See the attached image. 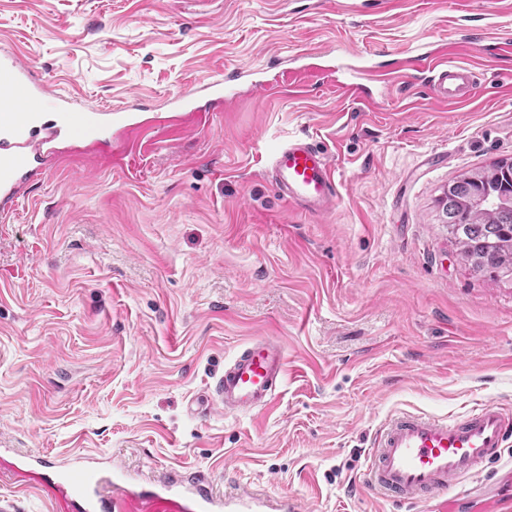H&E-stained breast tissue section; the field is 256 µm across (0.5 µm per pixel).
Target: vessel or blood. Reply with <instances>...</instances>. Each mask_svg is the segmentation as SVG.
<instances>
[{"label":"vessel or blood","instance_id":"1","mask_svg":"<svg viewBox=\"0 0 512 512\" xmlns=\"http://www.w3.org/2000/svg\"><path fill=\"white\" fill-rule=\"evenodd\" d=\"M427 74L434 96L444 102L468 97L471 69L448 62L446 51L416 56ZM0 208L8 210L23 196L29 175L55 155L59 139L81 136L90 120L73 98L53 93L47 83L15 55L0 56ZM379 69L363 71L362 82L341 84L340 92L364 101L372 95L367 81L380 77ZM233 70L223 78L172 96L185 106L198 97L224 102L225 83L242 79ZM50 104L54 116L33 117V107ZM269 173L290 207L309 214L327 212L338 196V182L326 151L301 138L289 139L272 156ZM287 370V356L272 336L254 337L225 364L214 383V393L225 412H259L269 407ZM512 434V411L494 402L479 404L448 418L401 412L391 418L374 440L368 455L364 488L393 503H432L434 512H461L471 498L463 483L485 466L501 462L505 442ZM37 465L75 512H121L127 497L121 494L122 470L107 471L88 465L62 467L40 457ZM156 512H289L287 501L271 502L242 489L227 495L215 492L202 474L173 469L148 493Z\"/></svg>","mask_w":512,"mask_h":512}]
</instances>
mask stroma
<instances>
[{
    "instance_id": "1",
    "label": "stroma",
    "mask_w": 512,
    "mask_h": 512,
    "mask_svg": "<svg viewBox=\"0 0 512 512\" xmlns=\"http://www.w3.org/2000/svg\"><path fill=\"white\" fill-rule=\"evenodd\" d=\"M505 31L512 0H0V54L118 110L0 212V499L69 512L19 473L24 451L195 470L294 512H394L359 486L392 415L512 409V281L465 263L438 203L512 159V55L467 40ZM423 46L475 71L469 99L436 101L409 62ZM352 53L408 66L372 106L327 71ZM236 68L268 90L246 75L200 118L171 105ZM291 137L333 160L326 214L267 177ZM256 336L288 358L277 400L225 413L214 376Z\"/></svg>"
}]
</instances>
